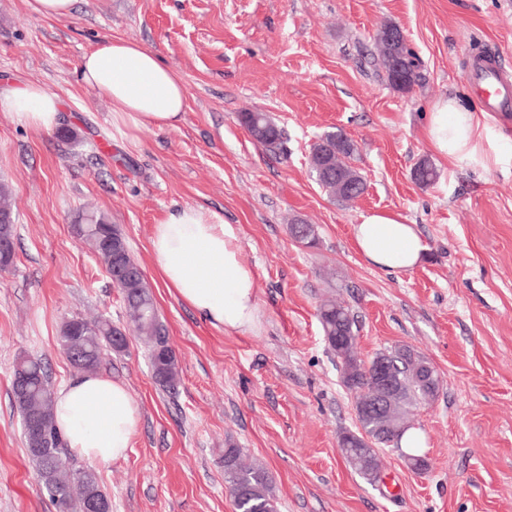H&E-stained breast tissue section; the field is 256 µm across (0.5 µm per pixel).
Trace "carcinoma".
<instances>
[{"label": "carcinoma", "instance_id": "1", "mask_svg": "<svg viewBox=\"0 0 512 512\" xmlns=\"http://www.w3.org/2000/svg\"><path fill=\"white\" fill-rule=\"evenodd\" d=\"M386 30L376 36V61L387 74L393 73L394 48L386 42ZM400 65L404 74L401 83L391 81L400 89H409L417 80L418 63L416 55L406 45L399 47ZM240 124L261 146L273 153L285 150L282 130L263 112H242ZM355 152L354 143L340 130L321 135L312 147L311 170L317 182L329 194L344 201L361 196L364 180L353 169L349 160ZM414 179L421 185H429L437 179L434 167L420 163L414 170ZM93 223L78 225V233L90 245L99 260L106 266L112 265V249L105 246L100 227L112 232V225L96 213H89ZM126 263L135 277L124 283L118 282L126 305L127 319L134 333L148 346L156 382L163 388L177 385L178 371L176 357L169 343L166 328L156 313V303L151 286L143 276V270L132 255ZM319 319L328 346L331 350L342 344L345 357L340 359L341 377L348 391L369 392L376 381V361L388 359L392 377L400 382L393 394L389 416L363 418L360 428L367 434L384 437L382 447L399 446L403 434L411 429L410 415L418 403L427 401L436 394L439 381L429 377V362L408 346H394L376 353L371 359L359 357L355 342L358 333L357 320L350 308L331 296L320 304ZM115 327L102 319L65 322L60 341L65 347L70 363L78 370L93 373L102 361L104 351L112 348V332ZM25 375L29 378L31 392L24 398H14L20 418H37L45 430L41 452L29 455L39 481L44 485L49 498L61 512H87L91 495L101 494L95 473L89 469L71 471L57 469L50 471V461L65 454L61 434L53 418L54 393L41 359L22 356L14 365L13 377ZM352 468L371 485L382 482L379 451L365 452L363 448H341ZM224 477L235 506V512H274L272 482L266 469L257 463H248L241 449L233 446L224 449Z\"/></svg>", "mask_w": 512, "mask_h": 512}]
</instances>
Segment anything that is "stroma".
I'll use <instances>...</instances> for the list:
<instances>
[{
  "mask_svg": "<svg viewBox=\"0 0 512 512\" xmlns=\"http://www.w3.org/2000/svg\"><path fill=\"white\" fill-rule=\"evenodd\" d=\"M399 26L418 58L408 90L374 60L375 37ZM119 37L154 50L188 91L182 122L124 144L108 104L84 84L80 57ZM492 56L512 77V0H77L71 17L0 0V86L37 83L61 101L58 130L0 112V183L17 217L15 256L0 271V512H58L39 484L11 395L13 365L33 355L54 389L77 378L60 336L75 317L125 327L121 294L77 232L87 211L124 235L154 293L179 381L162 389L137 336L98 372L140 407L125 459L95 472L112 512H235L224 450L243 449L272 481L277 512H512V112L493 113L501 164L438 162L425 138L431 104H481L466 67ZM260 110L286 150L256 143L238 120ZM341 130L366 183L357 200L315 180L310 149ZM436 181L417 183L421 161ZM185 204L220 209L240 229L256 274L261 324L224 333L163 287L153 224ZM400 214L427 246L386 272L357 252L352 226ZM315 244L296 240L293 220ZM337 295L358 320L363 359L407 345L436 369V396L412 425L429 468L381 450L384 484L366 483L339 448L359 428L317 309Z\"/></svg>",
  "mask_w": 512,
  "mask_h": 512,
  "instance_id": "35a3bbf8",
  "label": "stroma"
}]
</instances>
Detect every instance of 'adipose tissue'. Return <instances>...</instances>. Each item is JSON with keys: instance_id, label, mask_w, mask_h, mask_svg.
<instances>
[{"instance_id": "obj_1", "label": "adipose tissue", "mask_w": 512, "mask_h": 512, "mask_svg": "<svg viewBox=\"0 0 512 512\" xmlns=\"http://www.w3.org/2000/svg\"><path fill=\"white\" fill-rule=\"evenodd\" d=\"M79 72L109 102L112 126L128 143H137L143 131L176 127L183 118L187 90L181 77L142 44L103 39L82 55ZM60 108L59 98L36 84L0 89V111L39 132L58 126ZM425 134L444 162L488 167L499 161L497 134L485 113L457 98L432 104ZM353 239L367 263L391 272L411 270L426 251L415 225L392 212L361 214ZM150 243L163 285L193 310L228 333L257 329L255 275L242 259L238 227L222 211L179 207L153 225ZM139 418L128 388L98 374L82 376L55 398L54 420L67 447L100 466L126 457Z\"/></svg>"}]
</instances>
